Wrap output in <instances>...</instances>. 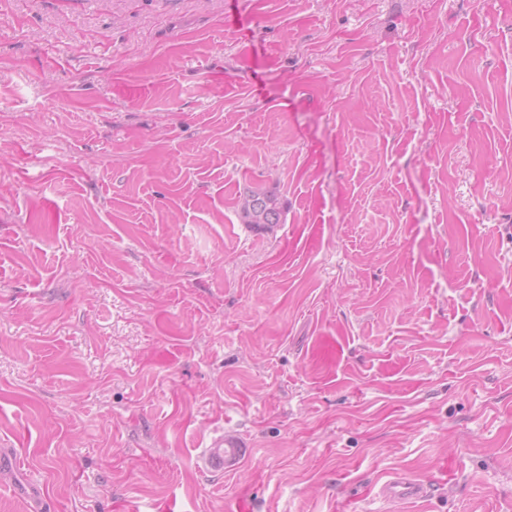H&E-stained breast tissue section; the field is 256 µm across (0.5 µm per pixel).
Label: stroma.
Here are the masks:
<instances>
[{
  "mask_svg": "<svg viewBox=\"0 0 512 512\" xmlns=\"http://www.w3.org/2000/svg\"><path fill=\"white\" fill-rule=\"evenodd\" d=\"M230 1L0 0V512H512V0ZM236 207L241 224L255 235L269 234L284 221L285 206L276 186L246 189L238 196ZM246 224H252L254 228ZM272 224L277 225L270 231L257 230ZM428 493L427 483L395 474L380 485L377 495L385 499L409 501L423 499Z\"/></svg>",
  "mask_w": 512,
  "mask_h": 512,
  "instance_id": "35a3bbf8",
  "label": "stroma"
}]
</instances>
